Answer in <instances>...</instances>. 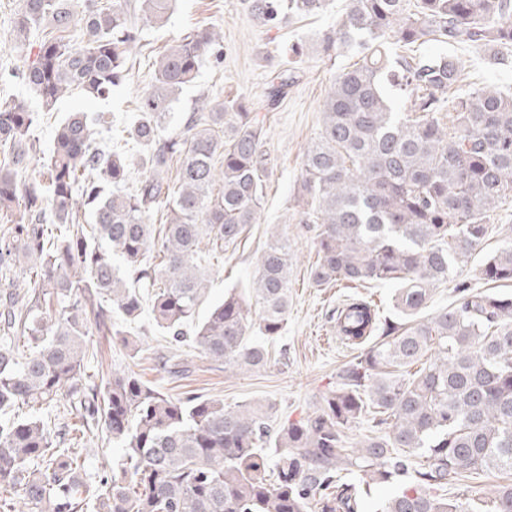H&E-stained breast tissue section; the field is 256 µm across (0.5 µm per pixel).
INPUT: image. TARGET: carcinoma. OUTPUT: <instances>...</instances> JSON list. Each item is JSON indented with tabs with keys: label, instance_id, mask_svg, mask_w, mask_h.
Wrapping results in <instances>:
<instances>
[{
	"label": "carcinoma",
	"instance_id": "obj_1",
	"mask_svg": "<svg viewBox=\"0 0 512 512\" xmlns=\"http://www.w3.org/2000/svg\"><path fill=\"white\" fill-rule=\"evenodd\" d=\"M21 0L12 44L37 38L19 76L48 111L78 94L105 100L127 79V58L142 26L168 20L175 0ZM329 0H249L254 22L280 29L318 15ZM87 36L75 47L68 35ZM220 33L185 36L159 58L130 135L147 150L134 190L131 160L94 137L103 112L69 113L37 176L27 99L0 103V212L22 216L0 238V265L19 260L31 283L0 292V512H363L371 486L396 492L380 512H512V484L483 504L441 494L448 477L512 474V249L481 269L489 288L457 289L453 305L424 319L433 286L446 283L489 231L488 213L512 192V94L464 80L458 58L419 51L429 42L512 51V0H349L322 37L324 55L353 50L336 76L322 124L302 161L301 188L317 225L310 278L397 286L403 322L380 319L350 297L336 308V334L367 345L338 373L319 410L275 425L272 407L220 399H173L131 370L88 382L87 337L122 336L106 303L127 319L152 300L157 327L178 349L192 334L205 357L239 370L268 363L270 339L288 322L292 247L273 233L252 279L199 316L207 290L205 246L238 244L258 223L271 158L258 115L238 98L193 112L179 133L159 135L162 120L201 60H221ZM295 81L276 72L274 106ZM406 98L397 111L390 94ZM181 159L178 188L167 181ZM166 210L157 230L149 213ZM90 214V227L76 211ZM162 233L160 263L150 262ZM258 310V322L249 320ZM26 350L19 351L15 340ZM435 356L412 381L396 371ZM56 404L79 424L29 412ZM385 426L348 453L343 433L366 413ZM121 449L110 472L92 480L72 432ZM275 449L267 475L264 449Z\"/></svg>",
	"mask_w": 512,
	"mask_h": 512
}]
</instances>
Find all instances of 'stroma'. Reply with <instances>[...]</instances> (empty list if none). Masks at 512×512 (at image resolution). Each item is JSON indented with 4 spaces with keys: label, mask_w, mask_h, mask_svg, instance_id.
I'll return each mask as SVG.
<instances>
[{
    "label": "stroma",
    "mask_w": 512,
    "mask_h": 512,
    "mask_svg": "<svg viewBox=\"0 0 512 512\" xmlns=\"http://www.w3.org/2000/svg\"><path fill=\"white\" fill-rule=\"evenodd\" d=\"M248 4L249 0H175L167 24L143 28L141 44L129 56V76L121 89L108 99L85 102L84 108L110 117L112 128L102 132V142L123 145L138 118L137 101L153 83L155 60L192 31L214 29L221 33L222 62L204 60L194 81L179 94L174 110L182 117L204 101L244 99L264 122L271 169L258 223L249 227L238 245L211 259L204 300L221 299L229 288L246 282L254 273L269 232L276 228L288 235L294 250L287 326L274 340L263 369L237 370L206 358L188 342L178 352L180 371L173 375L163 368L170 348L150 310H143L133 321L116 311L112 320L122 325L126 337H89L96 355L88 359L86 371L98 380L127 368L173 398L195 394L224 400L230 406L272 401L277 420L283 423L316 412L324 396L335 388L339 370L362 353L361 347L346 345L338 338L331 318L336 307L347 296L356 295L372 301L381 317L390 319L394 316V288L374 282L354 289L341 284L318 287L309 275L317 248L314 225L302 221V159L319 132L321 105L332 81L355 60L350 53L325 57L317 52L316 44L345 12L348 0H331L327 12L293 20L278 30L254 23ZM298 44L308 49L300 58L290 52L291 46ZM425 49L459 58L470 80L512 92V61L497 63L472 49L434 42ZM282 67L293 69L296 79L279 106L269 112L265 109L269 83ZM490 224V235L468 262L456 268L450 282L434 288L426 315L450 305L458 283L485 290L481 269L486 258L512 246V197L491 214Z\"/></svg>",
    "instance_id": "stroma-1"
}]
</instances>
